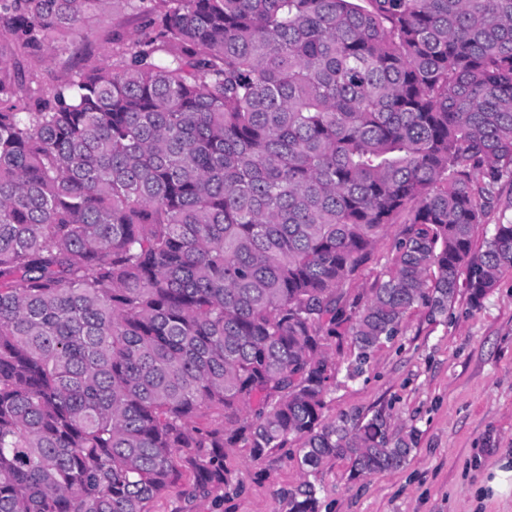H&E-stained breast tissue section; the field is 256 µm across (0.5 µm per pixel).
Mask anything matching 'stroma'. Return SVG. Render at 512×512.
I'll list each match as a JSON object with an SVG mask.
<instances>
[{
	"label": "stroma",
	"instance_id": "stroma-1",
	"mask_svg": "<svg viewBox=\"0 0 512 512\" xmlns=\"http://www.w3.org/2000/svg\"><path fill=\"white\" fill-rule=\"evenodd\" d=\"M140 18L117 0H106L66 53L36 58L0 32V59L50 84L80 67L86 55L105 59L110 32L136 37ZM354 353L344 340L335 356L336 385L328 416L389 417L392 434L416 431L418 442L399 469L351 479L348 461L327 462L316 477L321 512H512V484L490 487L496 470L512 469V274L471 306L466 290L443 316L417 307L400 334L375 349L364 373L347 379ZM236 494L223 507L211 500L165 495L152 512H288L284 497L303 477L276 452L253 462L247 450L233 455Z\"/></svg>",
	"mask_w": 512,
	"mask_h": 512
}]
</instances>
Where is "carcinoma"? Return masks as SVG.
I'll return each mask as SVG.
<instances>
[{
    "label": "carcinoma",
    "instance_id": "cac0c4a2",
    "mask_svg": "<svg viewBox=\"0 0 512 512\" xmlns=\"http://www.w3.org/2000/svg\"><path fill=\"white\" fill-rule=\"evenodd\" d=\"M102 2L0 0V29L51 55ZM123 2L143 36L106 62L0 60V512H150L186 472L219 506L234 448L289 451L319 512L326 462L417 443L325 416L343 338L353 379L512 272V0ZM401 224H395L389 231V234L381 239L374 252V260L362 268L358 278L351 284L354 292H361L369 288L375 278L382 272L387 264L390 241Z\"/></svg>",
    "mask_w": 512,
    "mask_h": 512
}]
</instances>
